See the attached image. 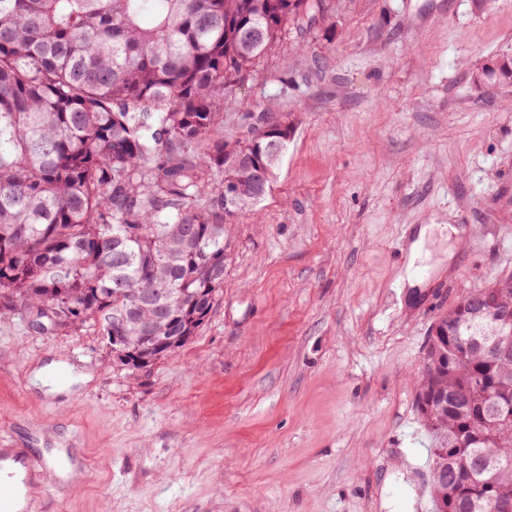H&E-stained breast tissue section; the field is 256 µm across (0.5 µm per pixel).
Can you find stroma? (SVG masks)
I'll return each instance as SVG.
<instances>
[{"label":"stroma","instance_id":"1","mask_svg":"<svg viewBox=\"0 0 512 512\" xmlns=\"http://www.w3.org/2000/svg\"><path fill=\"white\" fill-rule=\"evenodd\" d=\"M224 104L294 130L233 225L224 286L183 348L139 372L102 336L0 309V448L77 456L53 512H414L434 436L415 406L429 330L512 275V0H330ZM427 241L418 298L397 248ZM92 374L48 394L34 369ZM415 458L418 467L406 466Z\"/></svg>","mask_w":512,"mask_h":512}]
</instances>
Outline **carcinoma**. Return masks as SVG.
I'll list each match as a JSON object with an SVG mask.
<instances>
[{"label": "carcinoma", "mask_w": 512, "mask_h": 512, "mask_svg": "<svg viewBox=\"0 0 512 512\" xmlns=\"http://www.w3.org/2000/svg\"><path fill=\"white\" fill-rule=\"evenodd\" d=\"M325 0H0V305L50 328L124 335L157 325L187 345L224 287L239 204L224 181L274 168L267 140H224V99ZM512 276L458 299L428 336L416 408L437 440L436 512L512 501V357L491 342L512 321ZM139 295L143 301L132 304ZM451 391L452 402L439 400ZM486 410L498 414L477 423ZM466 474L473 492L458 493Z\"/></svg>", "instance_id": "carcinoma-1"}]
</instances>
